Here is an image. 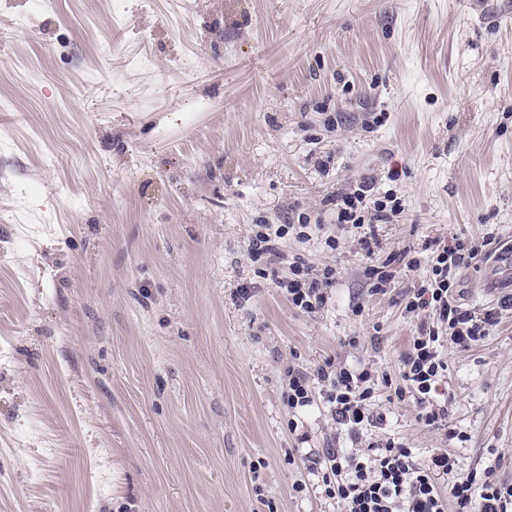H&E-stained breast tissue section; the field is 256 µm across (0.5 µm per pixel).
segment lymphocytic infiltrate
<instances>
[{"label": "lymphocytic infiltrate", "instance_id": "1", "mask_svg": "<svg viewBox=\"0 0 512 512\" xmlns=\"http://www.w3.org/2000/svg\"><path fill=\"white\" fill-rule=\"evenodd\" d=\"M372 191V185L365 184L345 196L337 210L338 223L388 224L402 212L400 202L373 199ZM481 251V246L461 242L437 244L428 276L405 299L407 314L427 311L432 322L414 337L402 361L403 385L395 394L413 397L421 408L420 420L430 427H442L448 415L439 399V388L448 377L444 346L471 348L488 335L499 310L512 309V297L497 309L475 310L460 303L458 272ZM334 276L328 266L318 274L297 267L280 288L295 308L312 313L326 304L324 289ZM317 378L333 421L355 442L351 448L326 449L321 470L326 496L347 512H512L511 480H501L490 467L479 473L462 471L448 449H436L422 463L413 449L390 437L357 447L364 429L379 421L373 413L369 369L326 366L319 368Z\"/></svg>", "mask_w": 512, "mask_h": 512}]
</instances>
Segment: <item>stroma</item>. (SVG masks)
<instances>
[{"instance_id": "stroma-1", "label": "stroma", "mask_w": 512, "mask_h": 512, "mask_svg": "<svg viewBox=\"0 0 512 512\" xmlns=\"http://www.w3.org/2000/svg\"><path fill=\"white\" fill-rule=\"evenodd\" d=\"M365 182L403 213L337 223ZM303 215L258 275V225ZM491 225L512 237V0H0V512H345L304 464L352 445L317 378L339 362L377 380L363 442L512 480V311L445 348L446 429L394 393L426 245ZM493 251L467 307L512 294ZM295 262L336 270L318 312L276 285ZM418 251L405 249L404 251L392 255L381 267H376L372 271V278H375L370 291L374 294L384 293L387 289V286L391 284L393 279L395 278L397 270L389 271L386 268H389L393 263H397L400 266H403V269L412 270L415 267L420 265V259L418 256ZM285 397L288 408L293 411L303 410L314 403L308 380L301 374L288 373V390Z\"/></svg>"}]
</instances>
